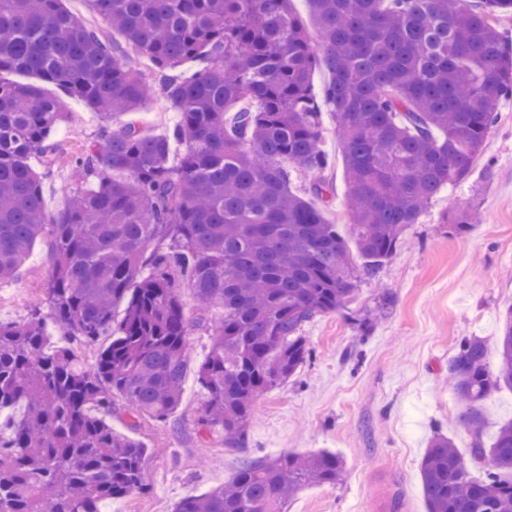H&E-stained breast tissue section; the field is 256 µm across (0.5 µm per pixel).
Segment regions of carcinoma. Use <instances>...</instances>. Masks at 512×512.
<instances>
[{
	"mask_svg": "<svg viewBox=\"0 0 512 512\" xmlns=\"http://www.w3.org/2000/svg\"><path fill=\"white\" fill-rule=\"evenodd\" d=\"M308 2L318 45L289 0H90L164 73L165 109L179 120L149 136L133 114L152 84L122 47L61 0H0V74L58 85L101 122L73 163L95 188L49 221L42 177L57 164L49 140L66 112L40 86L0 79V283L15 280L38 240L50 238L52 252L48 315L36 306L24 322H0V415L25 407L0 422V512H101L144 489L147 449L107 417L118 399L135 419L168 418L194 330L212 342L197 368L207 391L198 425L241 445L255 399L308 358L303 324L378 278L435 195L469 177L500 99L512 97V51L493 23L512 14V0L477 10L461 0ZM199 57L193 77L177 74ZM318 66L330 73L323 98L342 143L358 266L326 218L335 188L311 84ZM284 161L311 177L312 199L290 190ZM473 227L468 212L451 218L458 235ZM47 316L71 341L111 337L94 370L74 346H48ZM497 356L492 369L485 342L465 337L448 361L473 442L466 458L434 433L420 464L427 512H512V421L490 448L481 439L483 402L512 390V306ZM488 459L494 470L472 478ZM341 469L325 451L248 457L231 481L175 512H285L304 486L334 484Z\"/></svg>",
	"mask_w": 512,
	"mask_h": 512,
	"instance_id": "1",
	"label": "carcinoma"
}]
</instances>
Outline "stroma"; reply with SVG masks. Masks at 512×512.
Segmentation results:
<instances>
[{
	"label": "stroma",
	"instance_id": "stroma-1",
	"mask_svg": "<svg viewBox=\"0 0 512 512\" xmlns=\"http://www.w3.org/2000/svg\"><path fill=\"white\" fill-rule=\"evenodd\" d=\"M68 118L52 142L59 162L42 180L47 217L68 202L63 190L74 157L99 134L100 122L83 103L45 85ZM327 179L336 197L327 217L344 238L353 235L346 209L342 148L330 109L320 116ZM477 211L480 222L459 236L452 215ZM51 259L37 242L18 278L0 285V321L27 319L32 302L45 299ZM512 306V99L502 100L497 122L469 178L443 189L386 262L379 278L362 281L346 308L307 321L311 355L288 381L254 403L244 447L198 428L206 392L196 367L209 352L208 336L188 338L190 362L182 400L167 420H133L123 409L112 425L145 447L149 458L143 493L106 503L102 512H173L182 498L229 481L243 456L326 450L343 461L338 484L304 488L287 512H427L420 462L434 429L461 452L471 446L457 421L448 387V361L461 339L476 336L496 365L503 315Z\"/></svg>",
	"mask_w": 512,
	"mask_h": 512
}]
</instances>
